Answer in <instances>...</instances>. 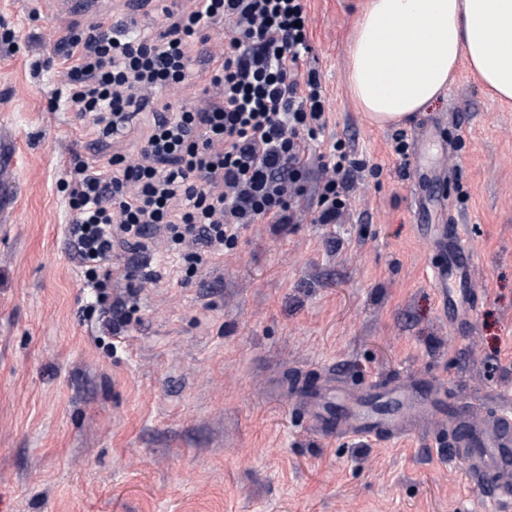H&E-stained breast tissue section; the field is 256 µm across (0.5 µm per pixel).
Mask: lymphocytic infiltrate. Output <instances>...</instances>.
Listing matches in <instances>:
<instances>
[{
  "mask_svg": "<svg viewBox=\"0 0 512 512\" xmlns=\"http://www.w3.org/2000/svg\"><path fill=\"white\" fill-rule=\"evenodd\" d=\"M224 28L210 53L206 84L223 90L206 107L172 106L163 92L190 76V52L203 30ZM66 66V106L91 116L98 140L122 132L140 112L153 121L139 158L113 157L109 170L76 159L61 185L74 213L72 251L101 306L102 327H126L133 311L113 299L128 278L112 263L115 246L141 255L162 246L184 279L232 250L247 225L295 221L306 194L313 221L336 223L349 207L365 161L343 141L321 154L308 181V153L329 122L315 71L305 0H202L167 12L157 36H117L103 24L70 33L58 46Z\"/></svg>",
  "mask_w": 512,
  "mask_h": 512,
  "instance_id": "lymphocytic-infiltrate-1",
  "label": "lymphocytic infiltrate"
}]
</instances>
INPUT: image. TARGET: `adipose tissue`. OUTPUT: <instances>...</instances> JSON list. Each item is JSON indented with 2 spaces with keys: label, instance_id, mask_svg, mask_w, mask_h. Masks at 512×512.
I'll return each instance as SVG.
<instances>
[{
  "label": "adipose tissue",
  "instance_id": "1",
  "mask_svg": "<svg viewBox=\"0 0 512 512\" xmlns=\"http://www.w3.org/2000/svg\"><path fill=\"white\" fill-rule=\"evenodd\" d=\"M462 61L512 101V0H366L347 82L374 123L403 122L438 99Z\"/></svg>",
  "mask_w": 512,
  "mask_h": 512
}]
</instances>
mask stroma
Here are the masks:
<instances>
[{
    "label": "stroma",
    "mask_w": 512,
    "mask_h": 512,
    "mask_svg": "<svg viewBox=\"0 0 512 512\" xmlns=\"http://www.w3.org/2000/svg\"><path fill=\"white\" fill-rule=\"evenodd\" d=\"M186 0H100L64 17L55 0H0V137L12 210L0 215V512H502L439 429L366 439L307 428L290 384L334 369L354 391L432 379L473 405L512 400V104L459 63L453 82L403 126L371 124L346 84L363 0H307V65L327 93L324 141L379 166L358 178L337 224L249 225L231 255L181 281L158 251L159 284L134 297L120 341L102 335L67 236L59 190L74 155L135 159L147 114L97 145L69 112L57 51L70 28L112 19L153 36ZM191 53L173 101L222 92ZM404 129L410 160L394 153ZM431 224H462L472 259L449 309L432 283L448 256Z\"/></svg>",
    "instance_id": "stroma-1"
}]
</instances>
